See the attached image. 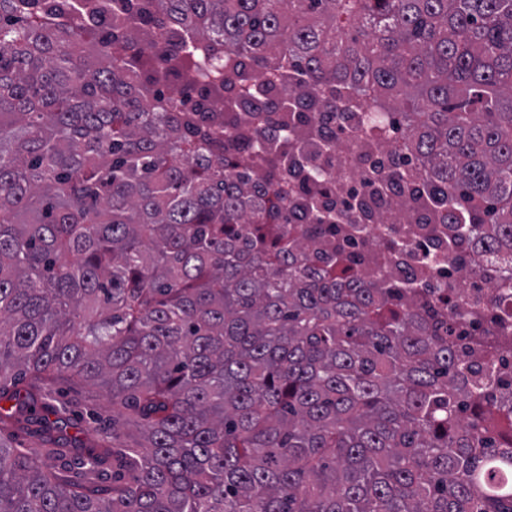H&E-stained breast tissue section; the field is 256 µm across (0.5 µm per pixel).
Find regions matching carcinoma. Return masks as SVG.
<instances>
[{"label":"carcinoma","mask_w":512,"mask_h":512,"mask_svg":"<svg viewBox=\"0 0 512 512\" xmlns=\"http://www.w3.org/2000/svg\"><path fill=\"white\" fill-rule=\"evenodd\" d=\"M374 94L419 170L373 167L429 242L512 251V0H112L110 31L0 0V431L47 445L0 438V512H512V288L483 327L372 284L317 240L380 186L339 209L330 142L262 122L232 154L200 119L345 128ZM407 249L438 260L379 259ZM58 378L103 391L111 444L67 435Z\"/></svg>","instance_id":"1"}]
</instances>
